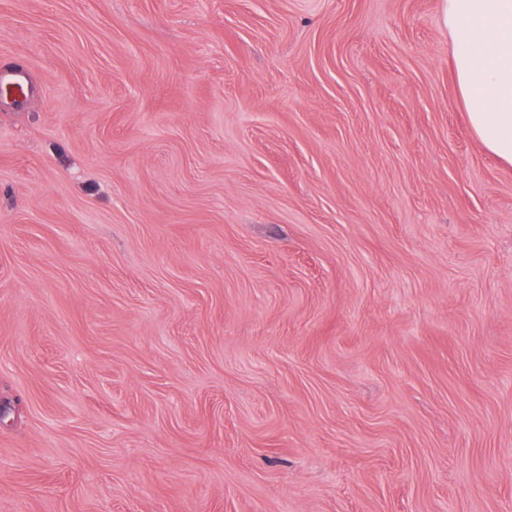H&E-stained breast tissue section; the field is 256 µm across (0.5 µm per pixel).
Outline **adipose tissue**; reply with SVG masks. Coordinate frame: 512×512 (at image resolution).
Instances as JSON below:
<instances>
[{
	"instance_id": "ef3b65f1",
	"label": "adipose tissue",
	"mask_w": 512,
	"mask_h": 512,
	"mask_svg": "<svg viewBox=\"0 0 512 512\" xmlns=\"http://www.w3.org/2000/svg\"><path fill=\"white\" fill-rule=\"evenodd\" d=\"M442 18L467 125L512 165V0H442Z\"/></svg>"
}]
</instances>
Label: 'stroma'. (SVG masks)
Returning a JSON list of instances; mask_svg holds the SVG:
<instances>
[{"label": "stroma", "instance_id": "35a3bbf8", "mask_svg": "<svg viewBox=\"0 0 512 512\" xmlns=\"http://www.w3.org/2000/svg\"><path fill=\"white\" fill-rule=\"evenodd\" d=\"M0 512H512V167L441 0H0Z\"/></svg>", "mask_w": 512, "mask_h": 512}]
</instances>
